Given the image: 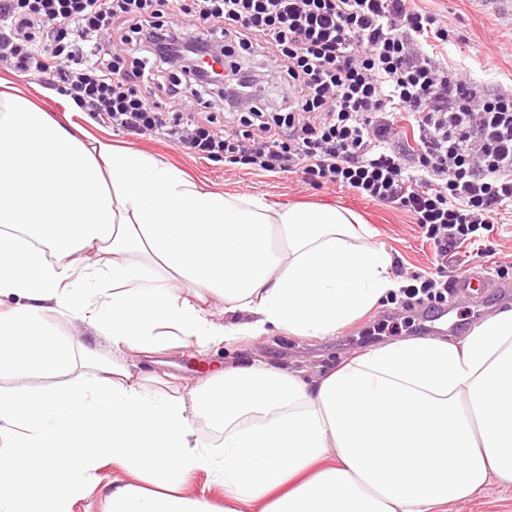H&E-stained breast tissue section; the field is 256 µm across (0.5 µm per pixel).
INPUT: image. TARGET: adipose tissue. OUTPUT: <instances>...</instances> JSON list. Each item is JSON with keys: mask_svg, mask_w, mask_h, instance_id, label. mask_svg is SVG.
I'll use <instances>...</instances> for the list:
<instances>
[{"mask_svg": "<svg viewBox=\"0 0 512 512\" xmlns=\"http://www.w3.org/2000/svg\"><path fill=\"white\" fill-rule=\"evenodd\" d=\"M354 215L198 185L166 162L77 135L26 97L0 104V377L81 370L0 393V512H71L107 462L111 512H214L183 494L205 469L224 512H439L512 485V311L459 343L371 348L308 381L241 361L158 395L120 358L59 336L65 314L140 354L275 328L331 336L394 289ZM221 301L235 322L208 311ZM220 429L204 445L196 419Z\"/></svg>", "mask_w": 512, "mask_h": 512, "instance_id": "1", "label": "adipose tissue"}]
</instances>
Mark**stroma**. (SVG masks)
I'll return each instance as SVG.
<instances>
[{
  "label": "stroma",
  "instance_id": "1",
  "mask_svg": "<svg viewBox=\"0 0 512 512\" xmlns=\"http://www.w3.org/2000/svg\"><path fill=\"white\" fill-rule=\"evenodd\" d=\"M414 4L447 15L455 26V36L436 49L441 63L465 69L482 90L512 89L511 11L501 9L497 0H414ZM0 80L21 89L61 123L79 125L91 135L111 139L116 145L134 146L214 191L260 198L275 212L297 203L327 204L354 212L368 225L372 244L383 246L390 253L392 274L399 285L410 284L416 277L452 281L472 268L482 269L492 281L491 288L454 296L448 303L447 321L425 334L420 333L419 321L407 306L392 297L380 301L333 336H292L272 329L204 351L191 344H180L148 357L113 348L103 338L89 335L80 321L62 316L51 318V325L62 336L85 341L104 357H125L128 364L153 375L149 384L152 391L176 394L209 373L245 359L296 371L311 379L373 346L423 335L451 343L461 341L488 317L512 310V209L503 212L499 224L482 231L480 240L458 244L443 257L407 213L369 202L351 190H315L296 173L278 175L239 168L184 153L163 139L136 140L111 124L86 121L84 113L75 109L67 97L35 78L0 68ZM123 476V471L114 465L98 470L88 492L74 504L72 512H110L112 481ZM447 512H512V487L489 480L479 496L451 503Z\"/></svg>",
  "mask_w": 512,
  "mask_h": 512
}]
</instances>
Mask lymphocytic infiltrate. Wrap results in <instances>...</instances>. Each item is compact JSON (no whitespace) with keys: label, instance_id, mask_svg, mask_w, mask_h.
I'll use <instances>...</instances> for the list:
<instances>
[{"label":"lymphocytic infiltrate","instance_id":"lymphocytic-infiltrate-1","mask_svg":"<svg viewBox=\"0 0 512 512\" xmlns=\"http://www.w3.org/2000/svg\"><path fill=\"white\" fill-rule=\"evenodd\" d=\"M451 30L408 0H0V64L130 137L406 211L445 254L512 205V92L431 55Z\"/></svg>","mask_w":512,"mask_h":512}]
</instances>
